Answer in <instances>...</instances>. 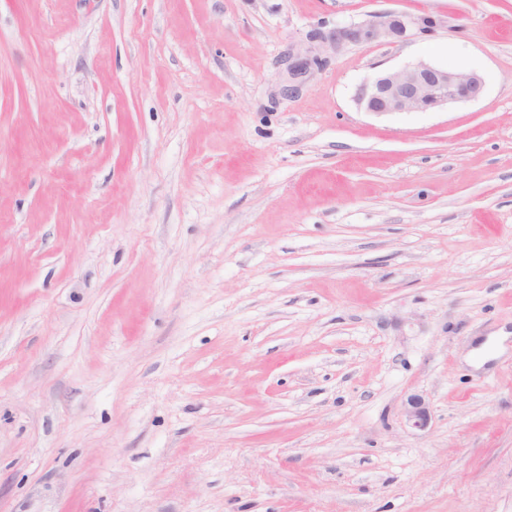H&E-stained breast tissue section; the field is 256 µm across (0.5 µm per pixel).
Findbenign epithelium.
Masks as SVG:
<instances>
[{"label": "benign epithelium", "instance_id": "obj_1", "mask_svg": "<svg viewBox=\"0 0 512 512\" xmlns=\"http://www.w3.org/2000/svg\"><path fill=\"white\" fill-rule=\"evenodd\" d=\"M443 25L445 20L442 18L387 12L338 27L327 35L315 30L308 36L310 45L296 56L289 71L296 78L322 67L325 63L323 53L329 48L339 50L348 44L396 43L417 31L428 32ZM484 89V79L477 71L461 73L420 60L367 78L356 88L354 99L361 109L378 115L426 112L477 100ZM404 417L412 427L426 428L430 413L425 399L418 395L410 397Z\"/></svg>", "mask_w": 512, "mask_h": 512}]
</instances>
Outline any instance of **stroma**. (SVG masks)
<instances>
[{
	"label": "stroma",
	"mask_w": 512,
	"mask_h": 512,
	"mask_svg": "<svg viewBox=\"0 0 512 512\" xmlns=\"http://www.w3.org/2000/svg\"><path fill=\"white\" fill-rule=\"evenodd\" d=\"M506 333L512 0H0V512H512ZM371 17L362 22L336 27V30L328 35L320 31H312L308 36L310 45L291 63L290 74L296 78L312 69L322 67L325 63L323 53L328 48H334L337 52L348 44L396 43L406 40L416 31L428 32L446 23L442 18L417 17L397 12H387ZM485 89L477 71L461 73L425 61L379 72L364 80L354 99L365 112H426L479 99ZM406 421L414 428L424 429L430 420L428 405L422 396H411L404 410Z\"/></svg>",
	"instance_id": "35a3bbf8"
}]
</instances>
